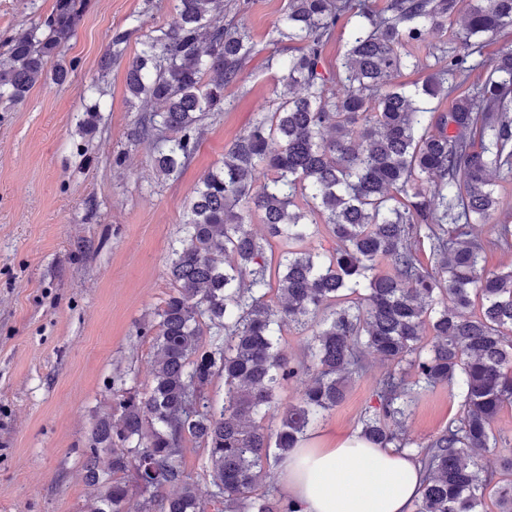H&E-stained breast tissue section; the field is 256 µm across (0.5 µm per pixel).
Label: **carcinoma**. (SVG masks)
I'll return each mask as SVG.
<instances>
[{
	"label": "carcinoma",
	"instance_id": "obj_1",
	"mask_svg": "<svg viewBox=\"0 0 512 512\" xmlns=\"http://www.w3.org/2000/svg\"><path fill=\"white\" fill-rule=\"evenodd\" d=\"M170 2L168 24L126 66L129 104L141 111L131 139L153 142L155 169L168 177L191 161L203 121L224 111V88L255 51L245 27L214 22L224 0ZM87 7L55 0L8 37L0 101L18 105L42 82L67 80V43ZM458 12L459 0H388L380 12L364 0H289L270 39L281 52L299 45L281 62L284 91L192 192L167 263L173 291L142 327L150 379L112 377V415L96 421L82 460L95 512H131L135 496L140 512H296L255 488L342 402L366 350L390 368L360 434L423 466L416 512H486L488 493L498 512H512V480L474 462L497 448L491 423L512 404V266L486 270L485 245L471 237V224L500 208L494 177L512 175V46L477 93L455 95L483 38L512 27V0H473L463 52L439 46L422 84L392 82L421 65L403 46L447 31ZM341 22L347 50L329 74L323 50ZM131 33L112 35L101 73L121 63ZM97 94L95 84L83 89L85 111H100ZM442 95L452 98L446 112L432 107ZM253 213L264 239L246 227ZM322 225L336 240L328 254L305 246ZM488 244L511 246L512 225H494ZM286 326L310 332L306 360L280 350ZM307 373L297 402L272 413L278 391ZM438 386L458 399L459 418L415 444L402 429L418 396ZM189 442L207 464V503L181 463Z\"/></svg>",
	"mask_w": 512,
	"mask_h": 512
}]
</instances>
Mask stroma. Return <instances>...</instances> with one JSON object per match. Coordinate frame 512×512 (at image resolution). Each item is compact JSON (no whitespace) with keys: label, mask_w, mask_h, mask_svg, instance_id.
<instances>
[{"label":"stroma","mask_w":512,"mask_h":512,"mask_svg":"<svg viewBox=\"0 0 512 512\" xmlns=\"http://www.w3.org/2000/svg\"><path fill=\"white\" fill-rule=\"evenodd\" d=\"M54 3L0 0V57L6 37ZM287 6L249 0L240 13L258 51L177 176L158 175L150 141L128 138L139 114L127 102L124 65L98 69L114 31L136 18L148 31L166 25L169 0H89L67 46L70 79L36 86L17 106L0 102V512H94L82 452L112 410L113 373L149 378L153 350L139 329L172 291L169 252L193 187L275 97L268 41ZM93 81L101 110L85 129L79 93ZM384 370L374 359L352 380L315 444L356 431ZM458 413L447 388L424 392L408 435L436 434Z\"/></svg>","instance_id":"1"}]
</instances>
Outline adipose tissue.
Segmentation results:
<instances>
[{
	"label": "adipose tissue",
	"mask_w": 512,
	"mask_h": 512,
	"mask_svg": "<svg viewBox=\"0 0 512 512\" xmlns=\"http://www.w3.org/2000/svg\"><path fill=\"white\" fill-rule=\"evenodd\" d=\"M277 483L297 512H413L421 495L410 456L356 433L329 448L301 444L280 465Z\"/></svg>",
	"instance_id": "obj_1"
}]
</instances>
